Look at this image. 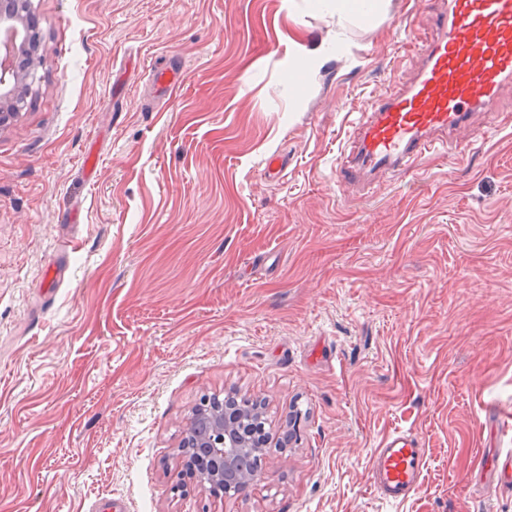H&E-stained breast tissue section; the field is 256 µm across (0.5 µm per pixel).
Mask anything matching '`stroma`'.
Instances as JSON below:
<instances>
[{
	"instance_id": "stroma-1",
	"label": "stroma",
	"mask_w": 512,
	"mask_h": 512,
	"mask_svg": "<svg viewBox=\"0 0 512 512\" xmlns=\"http://www.w3.org/2000/svg\"><path fill=\"white\" fill-rule=\"evenodd\" d=\"M412 2L342 28L314 0H31L43 62L0 128V512H512V129L370 196L331 179L408 75ZM230 392L266 404L267 478L175 491L187 417ZM396 432L427 466L392 504L369 469ZM180 83L177 78V70L173 67L158 68L152 74L153 89L159 95L169 94L170 97Z\"/></svg>"
}]
</instances>
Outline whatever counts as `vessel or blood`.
<instances>
[{
    "mask_svg": "<svg viewBox=\"0 0 512 512\" xmlns=\"http://www.w3.org/2000/svg\"><path fill=\"white\" fill-rule=\"evenodd\" d=\"M414 18L426 37L411 77L388 83L359 112L336 159L334 180L346 193L381 189L430 154L457 155L460 134H475L480 117L512 127V113L501 108L512 89V0H423ZM152 85L173 93L176 69H156ZM425 463L418 437L391 435L373 452L370 482L382 500L404 501Z\"/></svg>",
    "mask_w": 512,
    "mask_h": 512,
    "instance_id": "obj_1",
    "label": "vessel or blood"
}]
</instances>
